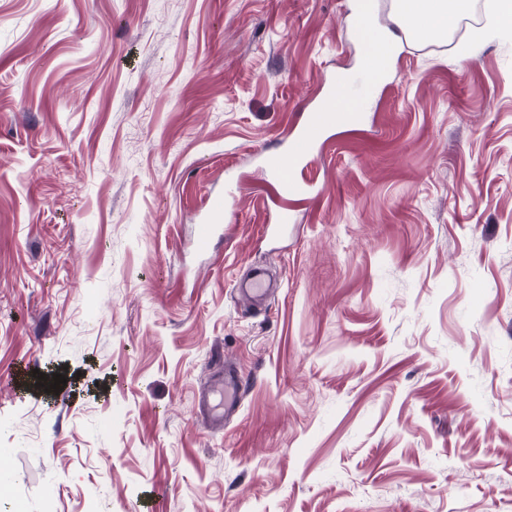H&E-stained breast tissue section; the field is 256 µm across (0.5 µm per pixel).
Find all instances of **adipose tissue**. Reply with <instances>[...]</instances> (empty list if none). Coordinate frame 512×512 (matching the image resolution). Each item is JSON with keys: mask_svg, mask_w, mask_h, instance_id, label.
Returning <instances> with one entry per match:
<instances>
[{"mask_svg": "<svg viewBox=\"0 0 512 512\" xmlns=\"http://www.w3.org/2000/svg\"><path fill=\"white\" fill-rule=\"evenodd\" d=\"M403 23L417 36L441 38L456 24L467 0H399ZM357 11L367 42L364 69L368 74L383 72L394 49V37L377 32L371 21L369 0H357Z\"/></svg>", "mask_w": 512, "mask_h": 512, "instance_id": "1", "label": "adipose tissue"}]
</instances>
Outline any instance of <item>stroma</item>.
Returning a JSON list of instances; mask_svg holds the SVG:
<instances>
[{
  "instance_id": "obj_1",
  "label": "stroma",
  "mask_w": 512,
  "mask_h": 512,
  "mask_svg": "<svg viewBox=\"0 0 512 512\" xmlns=\"http://www.w3.org/2000/svg\"><path fill=\"white\" fill-rule=\"evenodd\" d=\"M393 6L370 86L352 0H0L6 506L512 512V29L473 0L418 40ZM340 77L364 120L267 238L265 158ZM227 361L246 392L210 427ZM25 368L67 384L10 385ZM230 203L227 196L217 194L209 197L207 214L201 223L196 224L193 246L197 252L206 253L210 250L216 224L224 222L229 213Z\"/></svg>"
}]
</instances>
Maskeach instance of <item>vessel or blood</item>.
<instances>
[{"label":"vessel or blood","mask_w":512,"mask_h":512,"mask_svg":"<svg viewBox=\"0 0 512 512\" xmlns=\"http://www.w3.org/2000/svg\"><path fill=\"white\" fill-rule=\"evenodd\" d=\"M362 121L363 115L359 112L307 113L304 121L290 132L287 152L266 158V167L275 179L278 197L285 201L311 192V185L298 179L297 169L310 162L316 148L331 130L339 126H357ZM229 209L227 196L217 194L209 197L207 214L195 228L193 246L197 252L209 251L215 227L227 218ZM243 394V378L235 366L228 363L224 366L223 374L215 378L209 390L200 396L198 408L208 424H221L239 412Z\"/></svg>","instance_id":"1"}]
</instances>
